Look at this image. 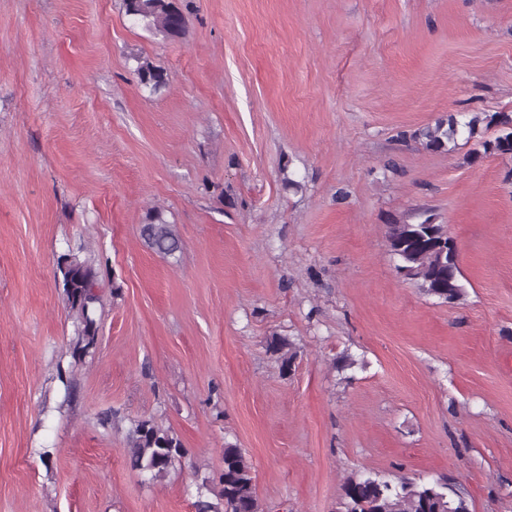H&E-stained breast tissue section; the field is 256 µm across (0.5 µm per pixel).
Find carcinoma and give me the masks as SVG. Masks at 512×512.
Here are the masks:
<instances>
[{
	"label": "carcinoma",
	"mask_w": 512,
	"mask_h": 512,
	"mask_svg": "<svg viewBox=\"0 0 512 512\" xmlns=\"http://www.w3.org/2000/svg\"><path fill=\"white\" fill-rule=\"evenodd\" d=\"M128 15L142 21L150 29L174 40L186 31V16L173 0H124ZM141 84L157 89L168 81L167 73L148 63L137 68ZM495 130L492 139L484 138ZM425 149L448 152L458 139L475 142L472 156L512 154V112H475L468 115L448 114L431 126L414 133ZM141 236L158 253L172 255L179 249V238L157 210L146 214ZM452 237L442 224L429 219L389 226L387 243L397 258V268L408 280L420 283L427 293L446 302H454L462 294L459 251L448 246ZM57 268L62 276L63 292L77 325L71 355L81 359L97 341L98 325L92 307L99 301L97 275L87 259L66 254ZM267 351L281 362L282 372L290 371L296 353L282 336L272 337ZM126 456L132 469L155 480L168 473L185 455L181 439L152 419L131 423L127 436ZM220 489L203 484L198 487L197 512H261L252 465L243 451L233 444L224 446V469L219 477ZM214 493L216 501L203 499ZM345 512H470L466 498L456 490L454 482L442 474L431 480L401 477L385 480L365 474L349 477L343 485Z\"/></svg>",
	"instance_id": "cac0c4a2"
}]
</instances>
